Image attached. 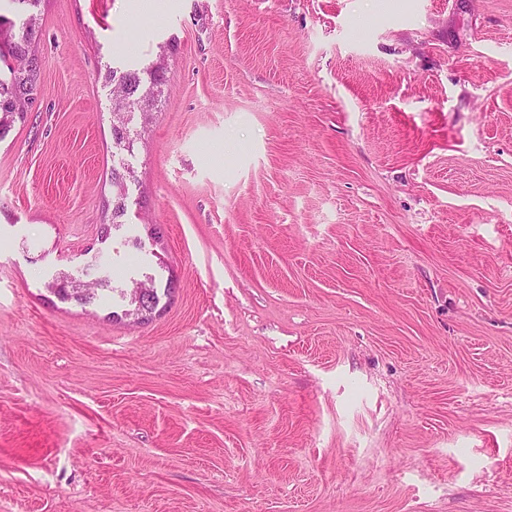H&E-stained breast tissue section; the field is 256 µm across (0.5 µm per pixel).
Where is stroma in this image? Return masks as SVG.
<instances>
[{"mask_svg":"<svg viewBox=\"0 0 512 512\" xmlns=\"http://www.w3.org/2000/svg\"><path fill=\"white\" fill-rule=\"evenodd\" d=\"M167 3L33 10L0 512H512V0ZM160 60L106 237L104 74Z\"/></svg>","mask_w":512,"mask_h":512,"instance_id":"stroma-1","label":"stroma"}]
</instances>
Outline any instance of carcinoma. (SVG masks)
<instances>
[{
    "instance_id": "carcinoma-1",
    "label": "carcinoma",
    "mask_w": 512,
    "mask_h": 512,
    "mask_svg": "<svg viewBox=\"0 0 512 512\" xmlns=\"http://www.w3.org/2000/svg\"><path fill=\"white\" fill-rule=\"evenodd\" d=\"M9 23L0 15V61L8 71V76L0 78V140L11 128L15 118H24L25 105L36 85L37 65L34 54L29 47L34 35V25L26 27L21 36L15 37L4 32V25ZM112 82V101L114 106L113 144L116 152L112 153V225L122 224L126 215V198L128 182L135 179V171L129 163L137 136L132 132L130 124L134 116L147 120L146 101L154 99L153 89L165 80L163 63H156L142 71L112 70L109 72ZM108 286V280L94 281L92 292L83 297H73L70 289L53 282L51 290L61 299H75L86 305L92 303L97 291Z\"/></svg>"
}]
</instances>
